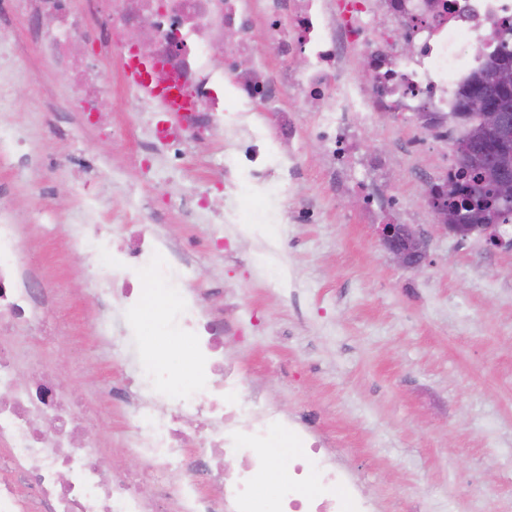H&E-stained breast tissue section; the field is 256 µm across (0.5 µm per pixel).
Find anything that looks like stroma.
Masks as SVG:
<instances>
[{
  "instance_id": "1",
  "label": "stroma",
  "mask_w": 512,
  "mask_h": 512,
  "mask_svg": "<svg viewBox=\"0 0 512 512\" xmlns=\"http://www.w3.org/2000/svg\"><path fill=\"white\" fill-rule=\"evenodd\" d=\"M0 55L23 72L0 89V131L25 151L0 160V197L22 226L27 260L58 288L65 325L49 344L4 336L52 366L60 391L99 411L96 431L115 472L135 471L123 453V409L105 389L119 384L129 352L174 362L176 344L158 322L137 321L130 342H102L89 294L96 254L68 246L75 225L111 231L122 215L161 229L191 252L193 285L224 318V354L249 384L287 413H305L342 447L345 464L381 512H512V252L440 229L424 201L426 179L452 156L447 128L375 116L360 148H380L381 168L358 155L329 162L317 135L321 104L293 111L259 106L252 124L280 137L281 109L297 133L272 157L267 179L297 173L268 196L242 173L246 195L229 199L223 127L183 160L142 166L152 120L138 94L113 99L111 135L68 112L71 82L41 53L33 24L0 9ZM106 178H98L97 167ZM96 197L94 217L81 204ZM393 202L400 223L426 243L423 270L400 266L381 245V222L365 201ZM238 221H224L227 209Z\"/></svg>"
}]
</instances>
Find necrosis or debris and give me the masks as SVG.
I'll return each instance as SVG.
<instances>
[{
	"label": "necrosis or debris",
	"instance_id": "4bbe7bcc",
	"mask_svg": "<svg viewBox=\"0 0 512 512\" xmlns=\"http://www.w3.org/2000/svg\"><path fill=\"white\" fill-rule=\"evenodd\" d=\"M13 3L34 21L41 49L73 77L75 109L88 122L99 119L112 93L93 65L67 55L66 43L88 40L101 52L126 58L134 50L124 33L149 29L153 40L143 54L156 64V81L179 85L190 103L180 121L160 120L150 127L153 146L174 151L205 143L223 123L232 132L242 131L241 120L256 103L283 91L297 100H324L320 137L339 154L352 152L358 148L353 118L447 114L458 90L483 64L480 53L468 52V43L498 46L512 29V0H298L288 11L280 0L269 5L264 0H84L78 11L71 0ZM415 15L423 18L425 33L414 54L398 60L385 24ZM375 16L383 26L370 27ZM228 29L235 35L230 43L224 40ZM259 29L280 52L308 49L306 71L274 73L254 63ZM352 50L372 61L370 87L346 75L344 59ZM228 87L236 104L230 118L224 115ZM246 133L245 152L232 153L225 172L269 149L263 128ZM19 230L11 211L0 208V335L44 342L52 310L49 291L28 267ZM68 242L73 251L106 259L92 273L94 297L115 311L99 328L102 336L127 335L124 312L145 302L129 270L156 271L173 302L166 326L172 336L192 340L199 383L168 390L160 400L155 386L162 364L132 365L121 388L127 396L122 446L143 466L110 476L92 418L70 419L53 369L0 346V447L7 451L0 465L13 474L0 481V512H380L333 444L306 420L284 414L247 386L237 364L224 355L223 317L187 282L183 255L168 250L160 234L116 224L93 237L76 231ZM22 362L29 371L24 381L17 376ZM283 429L302 451L291 459L288 479L271 507L254 484L268 466L262 448ZM228 456L239 462L231 472L224 468ZM146 484L151 493L143 492Z\"/></svg>",
	"mask_w": 512,
	"mask_h": 512
}]
</instances>
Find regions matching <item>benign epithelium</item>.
Masks as SVG:
<instances>
[{
	"label": "benign epithelium",
	"instance_id": "1",
	"mask_svg": "<svg viewBox=\"0 0 512 512\" xmlns=\"http://www.w3.org/2000/svg\"><path fill=\"white\" fill-rule=\"evenodd\" d=\"M512 92V67L495 65L482 76L480 86L474 96L455 117L457 123H467L477 118V123L486 132L481 143L468 147L452 145L454 153L463 167L474 165L492 151L498 154V171L490 179L475 184L460 180L451 193L437 194L433 210L440 226L447 232L466 239L477 234L489 249L512 247V237H508L501 224H476L472 207L474 198L479 196L491 203L496 211L512 210V143L506 132L509 114L492 102L490 92ZM379 236L383 247L398 264L419 271L426 260L425 247L409 224H381Z\"/></svg>",
	"mask_w": 512,
	"mask_h": 512
}]
</instances>
